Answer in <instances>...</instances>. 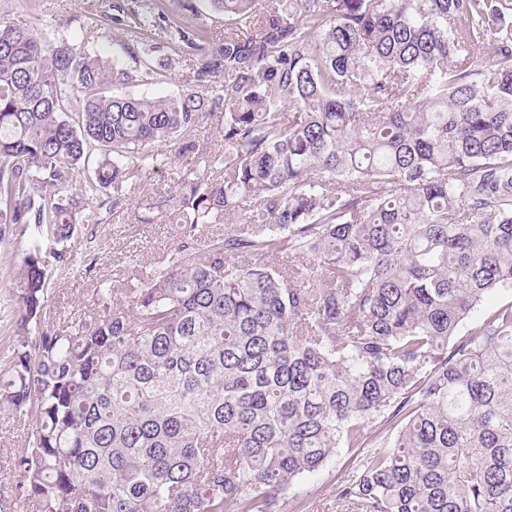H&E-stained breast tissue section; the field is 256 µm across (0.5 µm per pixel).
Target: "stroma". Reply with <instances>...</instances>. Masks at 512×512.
<instances>
[{
    "label": "stroma",
    "mask_w": 512,
    "mask_h": 512,
    "mask_svg": "<svg viewBox=\"0 0 512 512\" xmlns=\"http://www.w3.org/2000/svg\"><path fill=\"white\" fill-rule=\"evenodd\" d=\"M156 13L187 27L207 29L211 42L224 36L222 14L202 9L194 13L186 8L188 0H146ZM132 5L133 0H0V18L34 32L52 29L57 39L83 34L90 53L132 67L123 49L129 37L125 31L94 26L93 20L108 4ZM161 55L175 61L164 76L143 78L125 85L123 93L157 97L178 93L185 87L195 62L189 56H175L171 45H162ZM194 160L193 155H175L160 147L155 167L143 170L135 178L123 208L114 211L103 224L77 223L65 244L68 262L48 271V299L42 315L44 328H51L59 317L82 314L92 303L95 288L104 280L121 284L130 264L149 265L162 259L178 243L181 227L173 218L165 200ZM33 235L32 228L14 226L0 240V351L21 339L14 311L17 307L16 282L23 270V257ZM31 429L18 421L7 404L0 402V512H20L17 504V479L7 462L26 446ZM355 449H337L334 456L313 475L298 484L299 512H336V481L349 471Z\"/></svg>",
    "instance_id": "35a3bbf8"
}]
</instances>
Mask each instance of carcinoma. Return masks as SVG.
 <instances>
[{
	"label": "carcinoma",
	"mask_w": 512,
	"mask_h": 512,
	"mask_svg": "<svg viewBox=\"0 0 512 512\" xmlns=\"http://www.w3.org/2000/svg\"><path fill=\"white\" fill-rule=\"evenodd\" d=\"M203 2L215 45L145 10L100 18L150 74L164 35L208 96L115 94L131 71L0 21V240L35 231L16 284L31 338L0 359V399L35 424L21 498L282 512L358 448L345 512H512V303L459 334L512 288V0ZM214 117L221 155L192 139ZM157 145L195 153L167 199L179 243L132 265L126 303L104 282L92 312L40 329L59 245L85 206L98 224L123 208Z\"/></svg>",
	"instance_id": "obj_1"
}]
</instances>
